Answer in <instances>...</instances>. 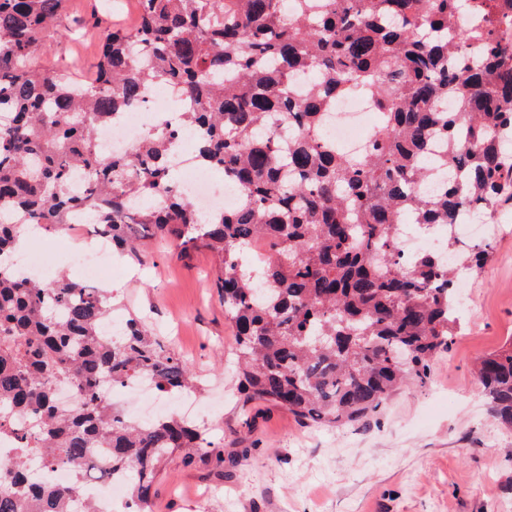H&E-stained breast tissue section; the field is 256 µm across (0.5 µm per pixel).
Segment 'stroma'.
<instances>
[{"label":"stroma","mask_w":512,"mask_h":512,"mask_svg":"<svg viewBox=\"0 0 512 512\" xmlns=\"http://www.w3.org/2000/svg\"><path fill=\"white\" fill-rule=\"evenodd\" d=\"M135 0H68L57 34L38 63H71L89 76L97 26L130 24ZM483 269L464 285L468 306L449 351L410 386L355 424L310 426L263 403L244 404L234 336L214 287L206 250L178 255L149 241L143 262L113 253L116 316L143 318L193 368L200 426L223 459L174 458L158 475L147 512H512V431L492 416L474 373L476 360L512 339V204L487 217Z\"/></svg>","instance_id":"35a3bbf8"}]
</instances>
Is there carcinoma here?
<instances>
[{
  "label": "carcinoma",
  "instance_id": "cac0c4a2",
  "mask_svg": "<svg viewBox=\"0 0 512 512\" xmlns=\"http://www.w3.org/2000/svg\"><path fill=\"white\" fill-rule=\"evenodd\" d=\"M473 2L481 24L459 23L468 0H136L135 26L102 29L94 78L76 82L62 63H36L63 0H0V433L19 448L0 455V512H74L93 452L135 470L138 512L174 454L222 458L191 421L135 424L108 403L106 383L198 385L136 316L103 337L111 293L65 274L23 280L5 263L30 226L61 231L76 211L129 254L134 224L182 256L214 254L249 402L346 425L423 382L458 335V279L488 250L450 234L444 252L407 258L396 224L406 213L450 228L512 200V43L501 36L512 0ZM299 75L309 90L296 91ZM153 85L187 108L132 153L103 155L99 130ZM353 95L381 117L359 159L324 132ZM195 130L198 162L242 191L238 208L205 223L170 164L179 134ZM78 169L87 181L74 194ZM436 169L448 180L426 195ZM477 376L512 429V339L479 359ZM61 385L79 406L56 403ZM60 465L67 485L45 478Z\"/></svg>",
  "mask_w": 512,
  "mask_h": 512
}]
</instances>
